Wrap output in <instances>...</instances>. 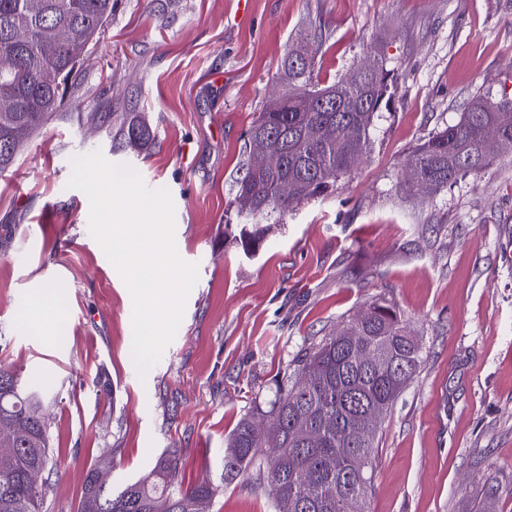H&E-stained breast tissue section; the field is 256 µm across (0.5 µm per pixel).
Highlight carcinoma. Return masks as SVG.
I'll return each mask as SVG.
<instances>
[{"label": "carcinoma", "instance_id": "1", "mask_svg": "<svg viewBox=\"0 0 512 512\" xmlns=\"http://www.w3.org/2000/svg\"><path fill=\"white\" fill-rule=\"evenodd\" d=\"M112 15V0H0V95L14 110L0 112V172L12 168L25 139L59 110L73 84L62 85L74 42L96 44ZM65 30L66 38L53 32ZM300 46L290 47L277 73L279 111H262L244 139L243 175L230 203L242 224L247 253L259 248L289 210L326 195L350 175L371 148L375 120L390 89L383 62L355 66L348 76L324 83L316 60L294 68ZM121 147L139 153L153 140L151 126L134 113H105ZM499 153L512 154V101L476 97L459 119L430 133L407 157L414 178L406 191L429 184L440 191L492 165L483 151L489 130ZM280 152L272 171H255L254 154ZM288 184V192L282 184ZM408 322L385 296L301 348L275 380L267 408L244 415L224 448L222 480L245 481L269 490L274 512H368L376 467V438L399 396L424 363L421 344L403 339ZM21 373L0 366V454L13 465L0 469V512H41L36 477L53 464L50 438L40 415V391L24 388ZM368 413L377 415L364 430ZM268 417L270 429L257 419ZM89 466L78 512H197L218 487L206 482L185 487L173 482L182 469L180 450L171 448L154 466L122 490L99 487ZM500 483L490 480L474 512H495Z\"/></svg>", "mask_w": 512, "mask_h": 512}]
</instances>
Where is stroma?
Here are the masks:
<instances>
[{"instance_id": "stroma-1", "label": "stroma", "mask_w": 512, "mask_h": 512, "mask_svg": "<svg viewBox=\"0 0 512 512\" xmlns=\"http://www.w3.org/2000/svg\"><path fill=\"white\" fill-rule=\"evenodd\" d=\"M319 37L320 76L367 56L393 76L368 160L288 213L245 255L228 203L243 135L284 53ZM512 99V0H114L63 117L0 173V366L44 377L41 413L57 467L43 512H77L85 473L113 487L168 448L183 485L218 482L227 436L309 339L379 295L424 364L378 436L368 512H469L487 477L512 512V156L438 193H407L403 161L470 99ZM101 112H142L154 141L113 149ZM101 151L169 189L175 242L196 264L174 340L146 376L132 356L133 300L84 232L90 204L68 187L75 156ZM70 338L60 350L58 335ZM209 512H273L264 489L222 485Z\"/></svg>"}]
</instances>
